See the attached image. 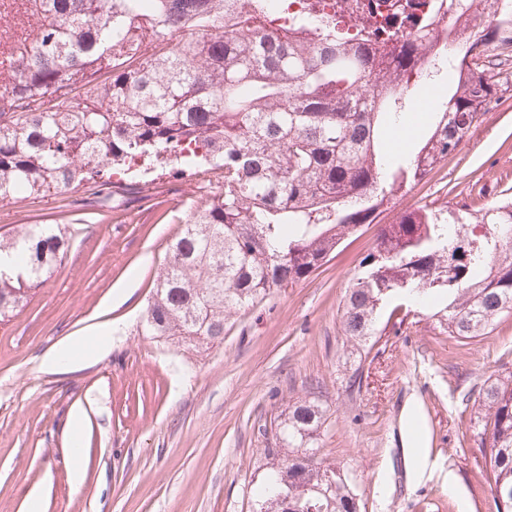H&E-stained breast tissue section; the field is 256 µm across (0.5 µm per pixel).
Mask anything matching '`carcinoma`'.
I'll return each instance as SVG.
<instances>
[{"instance_id":"1","label":"carcinoma","mask_w":512,"mask_h":512,"mask_svg":"<svg viewBox=\"0 0 512 512\" xmlns=\"http://www.w3.org/2000/svg\"><path fill=\"white\" fill-rule=\"evenodd\" d=\"M434 0L409 38L400 27L330 36L332 20L289 36L266 32L270 0H22L36 24L8 51L0 72V203L77 191L139 196L148 181L112 175L144 165L175 180L221 179L168 245L145 329L151 336L224 339L230 317L274 288L308 278L341 239L372 223L387 196L424 178L469 140L499 86L479 89L482 63L512 52V0ZM454 21L438 26L441 11ZM462 41L445 109L430 113L417 150L393 154L384 135L406 125L415 88L406 75L433 65ZM512 203L467 216L417 208L386 225L364 272L346 289L343 332L362 343L378 335L383 303L413 295L450 338L477 340L512 312ZM69 246L62 232L22 228L0 234L26 270L0 277V318L23 302ZM479 442L496 512H512V371L489 375L456 405ZM326 410L288 407L280 434L301 453L275 466L255 491V512H285L301 496L307 512H359L353 474L320 456Z\"/></svg>"}]
</instances>
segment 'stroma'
<instances>
[{
	"mask_svg": "<svg viewBox=\"0 0 512 512\" xmlns=\"http://www.w3.org/2000/svg\"><path fill=\"white\" fill-rule=\"evenodd\" d=\"M149 175L155 190L142 199L99 197L88 185L0 206V234L29 224L70 238L46 281L0 321V512H28L36 497L42 512H251L264 451L301 399L326 407L320 454L354 474L360 512H494L478 442L453 404L490 374L512 371V313L464 346L416 306L403 325L357 348L343 334L342 310L361 260L404 211H464L512 186L511 90L476 136L394 193L314 274L228 320L219 343L145 332L154 274L181 218L220 189L207 175ZM107 323L101 357L66 373L43 368L62 338ZM412 395L430 457L454 472L456 492L441 478L413 484L405 475L399 417ZM77 405L87 422L76 458L67 428ZM77 461L86 477L76 488Z\"/></svg>",
	"mask_w": 512,
	"mask_h": 512,
	"instance_id": "35a3bbf8",
	"label": "stroma"
}]
</instances>
